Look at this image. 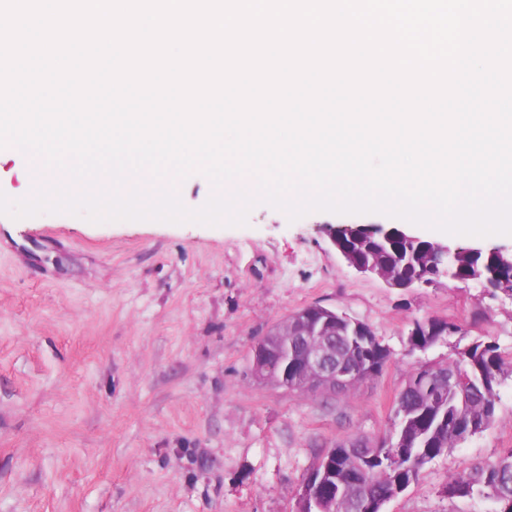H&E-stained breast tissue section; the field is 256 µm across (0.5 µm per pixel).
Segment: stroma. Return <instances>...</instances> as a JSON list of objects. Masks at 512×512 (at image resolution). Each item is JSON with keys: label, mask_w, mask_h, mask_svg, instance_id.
<instances>
[{"label": "stroma", "mask_w": 512, "mask_h": 512, "mask_svg": "<svg viewBox=\"0 0 512 512\" xmlns=\"http://www.w3.org/2000/svg\"><path fill=\"white\" fill-rule=\"evenodd\" d=\"M32 159L0 149V192L27 196ZM372 214L266 204L243 226L0 215V512H294L319 455L392 429L410 373L477 340L512 360V299L439 277L408 291L357 274L329 231ZM311 305L367 323L390 351L377 377L326 394L258 381L251 352ZM461 332L409 353L415 320ZM499 421L428 463L385 512H490L449 476L512 448Z\"/></svg>", "instance_id": "obj_1"}]
</instances>
